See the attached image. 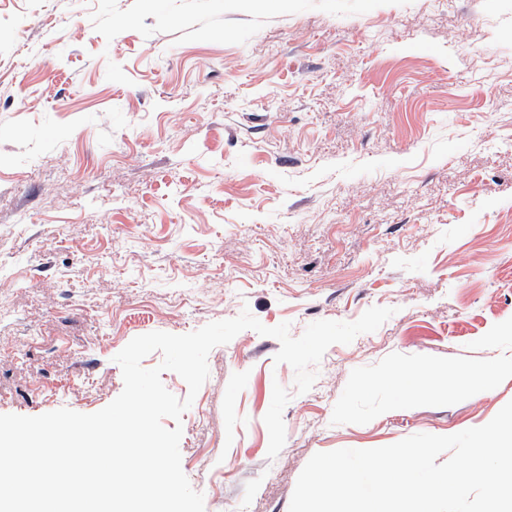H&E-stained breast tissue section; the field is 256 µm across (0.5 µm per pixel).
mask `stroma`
<instances>
[{"label": "stroma", "mask_w": 512, "mask_h": 512, "mask_svg": "<svg viewBox=\"0 0 512 512\" xmlns=\"http://www.w3.org/2000/svg\"><path fill=\"white\" fill-rule=\"evenodd\" d=\"M512 0H0V414L93 413L136 336L250 312L181 422L205 512H289L318 452L512 401ZM489 369L436 394L425 366ZM406 376L394 382L391 373Z\"/></svg>", "instance_id": "stroma-1"}]
</instances>
